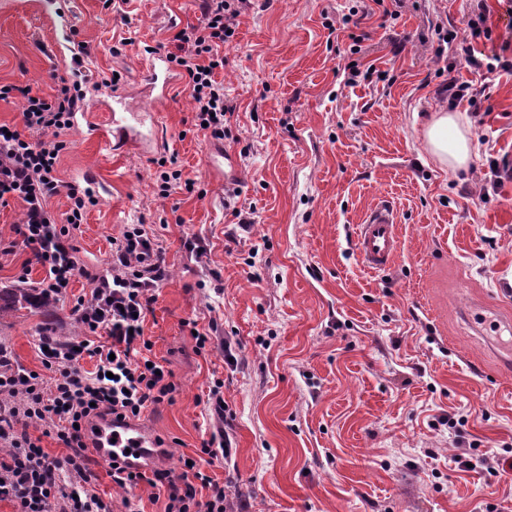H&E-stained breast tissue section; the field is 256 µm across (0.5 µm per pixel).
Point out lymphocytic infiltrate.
I'll use <instances>...</instances> for the list:
<instances>
[{
  "mask_svg": "<svg viewBox=\"0 0 512 512\" xmlns=\"http://www.w3.org/2000/svg\"><path fill=\"white\" fill-rule=\"evenodd\" d=\"M251 5L252 0H200L199 24L180 29L173 37L175 50L168 55L185 79L195 129L214 140L224 139L235 110L215 74L224 67V47L231 42L239 17ZM86 97L80 80L60 86L49 99L27 95L22 129H0V202H23L15 237L0 239V255L29 249L32 261L46 272L41 288L51 297L68 288L79 267L70 225L58 223L48 203L66 194L67 214L77 225L96 203L90 191L64 185L58 170L68 146L65 135L83 111ZM166 277L165 252L156 236L143 225H128L113 238L110 266L94 276L90 297L73 308L88 338L76 343L51 340L41 353L52 379L12 364L9 357L0 358V398L11 404L10 418H0V501L12 502L16 512H49L58 500L66 512H110L109 505L88 489L81 429L106 415L118 420L139 416L173 392L166 374L141 357L150 347L143 337L144 318ZM98 332L104 333V341L91 343L90 335ZM86 355L97 358L95 371L79 369ZM51 434L65 445V455L44 450L41 439ZM112 480L122 488L145 482L165 490V512H226L228 507L223 486L193 465L175 476L167 470L133 472L120 464L113 468ZM201 487L208 489L207 499H198Z\"/></svg>",
  "mask_w": 512,
  "mask_h": 512,
  "instance_id": "obj_1",
  "label": "lymphocytic infiltrate"
}]
</instances>
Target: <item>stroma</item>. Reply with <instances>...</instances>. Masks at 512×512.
<instances>
[{"label": "stroma", "instance_id": "stroma-1", "mask_svg": "<svg viewBox=\"0 0 512 512\" xmlns=\"http://www.w3.org/2000/svg\"><path fill=\"white\" fill-rule=\"evenodd\" d=\"M362 0H255L242 14L218 72L235 105L224 147L242 172L239 194L205 167L210 138L197 132L184 79L167 95L162 156L193 190L160 198L150 158L104 151L77 116L59 162L64 183L97 203L70 236L84 274L53 307L0 317L16 364L42 371L39 330L72 338L71 314L106 268L112 239L142 224L166 252L169 277L143 323L149 359L171 375V399L143 419L166 449L227 485L249 512H494L512 508V480L454 461L448 420L466 415L467 445L512 449V375L498 372L488 340L492 302L512 300V71L467 63L470 0H406L398 19L357 16L330 38L327 22ZM491 37L476 49L512 59V0H486ZM196 0H0V124H16L24 89L50 97L75 69L91 75L87 102L121 92L130 112L151 111L140 74L198 23ZM459 38L435 57L437 23ZM382 78L348 84L350 34ZM402 43L394 52L393 43ZM120 54H113V46ZM482 82L488 98L450 104L440 72ZM120 73L115 88L103 77ZM456 110L471 129L472 161L449 175L427 153L426 113ZM389 202L400 249L382 273L355 249L366 211ZM197 237L201 252L187 249ZM209 334L199 349L195 332ZM224 413L210 409L211 390ZM228 436L230 459L202 454ZM94 492L124 512H164L147 484L126 489L89 459Z\"/></svg>", "mask_w": 512, "mask_h": 512}]
</instances>
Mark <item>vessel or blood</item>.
Here are the masks:
<instances>
[{
    "mask_svg": "<svg viewBox=\"0 0 512 512\" xmlns=\"http://www.w3.org/2000/svg\"><path fill=\"white\" fill-rule=\"evenodd\" d=\"M87 134L113 153L133 149L147 154L164 144L161 114L157 111H112L106 126L89 125ZM232 160V154L223 145L215 144L209 150L207 166L211 173L222 175L225 182H237L241 173ZM399 244V226L393 207L384 203L373 205L359 226L356 240L362 264L374 271L388 270ZM84 434L93 457L105 465L117 460L131 470L144 471L159 455L157 437L134 420L117 421L108 417L87 424Z\"/></svg>",
    "mask_w": 512,
    "mask_h": 512,
    "instance_id": "obj_1",
    "label": "vessel or blood"
}]
</instances>
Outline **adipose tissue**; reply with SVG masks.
Returning a JSON list of instances; mask_svg holds the SVG:
<instances>
[{
  "instance_id": "ef3b65f1",
  "label": "adipose tissue",
  "mask_w": 512,
  "mask_h": 512,
  "mask_svg": "<svg viewBox=\"0 0 512 512\" xmlns=\"http://www.w3.org/2000/svg\"><path fill=\"white\" fill-rule=\"evenodd\" d=\"M428 153L449 173L468 167L471 159L469 127L456 112H436L422 128Z\"/></svg>"
}]
</instances>
